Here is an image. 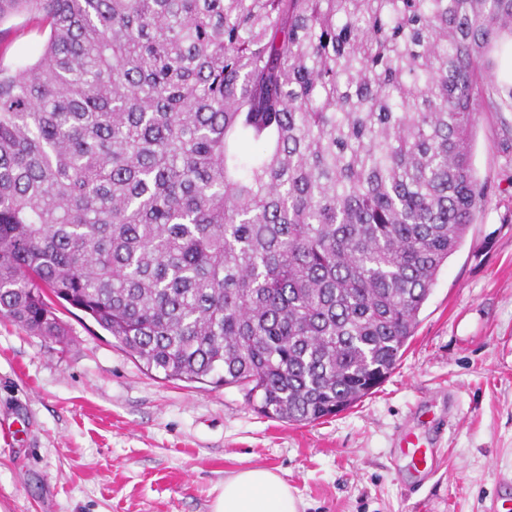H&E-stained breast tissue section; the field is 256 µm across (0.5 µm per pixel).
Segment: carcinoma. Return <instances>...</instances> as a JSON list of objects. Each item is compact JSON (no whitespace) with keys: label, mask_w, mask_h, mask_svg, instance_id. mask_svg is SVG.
<instances>
[{"label":"carcinoma","mask_w":512,"mask_h":512,"mask_svg":"<svg viewBox=\"0 0 512 512\" xmlns=\"http://www.w3.org/2000/svg\"><path fill=\"white\" fill-rule=\"evenodd\" d=\"M0 316L310 424L395 368L489 202L512 0H0ZM0 30L6 32L5 63L32 62L36 59L45 37L32 29L29 16L15 15L0 25Z\"/></svg>","instance_id":"carcinoma-1"}]
</instances>
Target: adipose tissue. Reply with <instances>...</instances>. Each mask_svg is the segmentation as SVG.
Wrapping results in <instances>:
<instances>
[{
    "label": "adipose tissue",
    "mask_w": 512,
    "mask_h": 512,
    "mask_svg": "<svg viewBox=\"0 0 512 512\" xmlns=\"http://www.w3.org/2000/svg\"><path fill=\"white\" fill-rule=\"evenodd\" d=\"M212 512H298V505L277 470L252 467L225 478Z\"/></svg>",
    "instance_id": "obj_1"
}]
</instances>
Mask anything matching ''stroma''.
Here are the masks:
<instances>
[{
	"label": "stroma",
	"instance_id": "obj_1",
	"mask_svg": "<svg viewBox=\"0 0 512 512\" xmlns=\"http://www.w3.org/2000/svg\"><path fill=\"white\" fill-rule=\"evenodd\" d=\"M8 63L36 59L28 15L0 23ZM482 111L472 164L491 201L441 268L391 375L308 425L260 415L236 387L146 371L77 309L60 339L0 319V512H211L225 478L276 469L299 512H512V138ZM450 398L436 474L399 483L394 436Z\"/></svg>",
	"mask_w": 512,
	"mask_h": 512
}]
</instances>
